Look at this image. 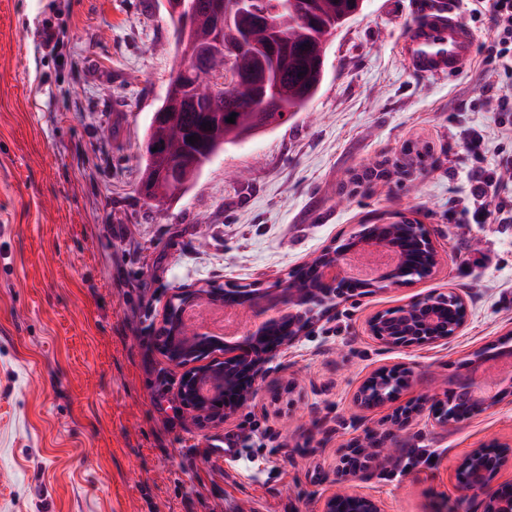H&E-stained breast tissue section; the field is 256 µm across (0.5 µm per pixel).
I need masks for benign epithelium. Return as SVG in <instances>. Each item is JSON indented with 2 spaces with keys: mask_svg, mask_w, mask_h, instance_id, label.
Returning a JSON list of instances; mask_svg holds the SVG:
<instances>
[{
  "mask_svg": "<svg viewBox=\"0 0 512 512\" xmlns=\"http://www.w3.org/2000/svg\"><path fill=\"white\" fill-rule=\"evenodd\" d=\"M248 0H216L208 16L215 32L224 23L246 15ZM224 53L225 71L213 75L194 67L173 74V79L189 84L193 94L206 106L213 105L217 89L231 90L237 80L236 55L238 50L226 47L215 39L201 53ZM421 249L428 251L427 262H412V245L402 243L403 259L400 265L386 270L366 282V286L384 290L400 285L406 277L427 279L434 275L440 262L430 234H425ZM323 257L318 278L325 289L298 290L282 280L271 288L252 289L236 285L228 288H177L168 299L163 315V328L155 337L159 354L181 370L178 395L191 418L201 425L221 424L233 418L257 393L256 383L263 378L267 366L279 354L288 350L311 324L331 307L335 296H343L350 279L341 270V259L348 246L332 244L322 250ZM199 300L214 303L237 304L254 308L260 304L276 311H284L267 326L255 333L247 332L234 342L217 343L203 335L176 336L166 333L170 324L182 321L187 307ZM468 317L466 299L450 290L446 294L433 293L417 298L394 311H379L367 320L369 335L397 348L439 343L457 335ZM410 371L406 367H382L366 377L355 393V404L361 409H376L396 400L408 387ZM512 393V382L499 388L493 395H474L471 374H460L448 381V388L430 402L433 419L446 426L457 422L450 407L455 400L462 418L483 413L500 404ZM390 437H369L356 445L340 461L337 476L343 478L362 473L369 459L388 456ZM512 466V447L504 445L493 451L474 448L458 467L455 480L464 497L476 499V512H512V491L498 484L500 472ZM323 512H383L381 504L366 495H348L333 492L323 502Z\"/></svg>",
  "mask_w": 512,
  "mask_h": 512,
  "instance_id": "benign-epithelium-1",
  "label": "benign epithelium"
}]
</instances>
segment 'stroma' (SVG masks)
Segmentation results:
<instances>
[{
    "instance_id": "obj_1",
    "label": "stroma",
    "mask_w": 512,
    "mask_h": 512,
    "mask_svg": "<svg viewBox=\"0 0 512 512\" xmlns=\"http://www.w3.org/2000/svg\"><path fill=\"white\" fill-rule=\"evenodd\" d=\"M426 0H366L327 44L326 73L295 119L227 147L163 211L137 190L139 155L175 66L163 0H0V512H322L341 491L385 512H474L455 471L512 444V397L442 427L429 400L471 353L512 337V223L457 206L475 166L512 154L476 52L452 76L413 72L400 45ZM52 27L58 51L43 44ZM376 174H369V166ZM424 224L434 278L337 300L232 420L203 427L154 347L175 289L269 287L363 224ZM454 290L468 319L448 341L392 348L368 317ZM409 366L384 407L353 396ZM294 381L278 409L274 389ZM393 432L392 455L338 478L354 442ZM408 367H382L366 377L355 393L361 409H376L396 400L408 387Z\"/></svg>"
}]
</instances>
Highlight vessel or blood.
Segmentation results:
<instances>
[{
    "instance_id": "obj_1",
    "label": "vessel or blood",
    "mask_w": 512,
    "mask_h": 512,
    "mask_svg": "<svg viewBox=\"0 0 512 512\" xmlns=\"http://www.w3.org/2000/svg\"><path fill=\"white\" fill-rule=\"evenodd\" d=\"M475 37L466 20L454 13L438 12L414 25L401 45L409 68L444 76L457 72L473 56Z\"/></svg>"
}]
</instances>
